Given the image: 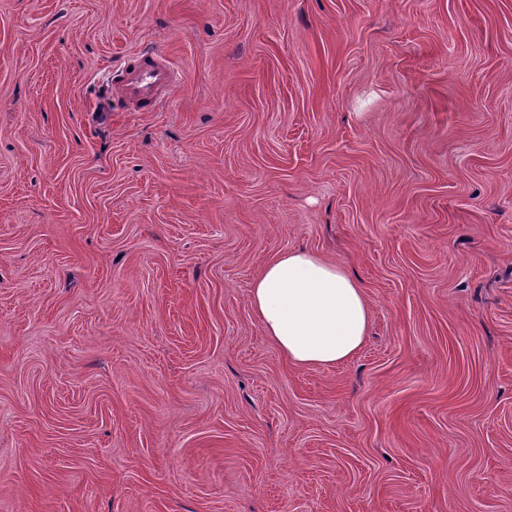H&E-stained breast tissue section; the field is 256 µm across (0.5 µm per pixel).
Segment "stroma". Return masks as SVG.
Wrapping results in <instances>:
<instances>
[{
    "mask_svg": "<svg viewBox=\"0 0 512 512\" xmlns=\"http://www.w3.org/2000/svg\"><path fill=\"white\" fill-rule=\"evenodd\" d=\"M301 246L331 368L250 306ZM0 512H512V0H0ZM121 74L126 95L147 106H154L168 96L177 81L168 61L152 56H144L139 66L126 69ZM264 335L299 368L336 366L363 346L372 309L346 267L306 248L270 259L251 283Z\"/></svg>",
    "mask_w": 512,
    "mask_h": 512,
    "instance_id": "stroma-1",
    "label": "stroma"
}]
</instances>
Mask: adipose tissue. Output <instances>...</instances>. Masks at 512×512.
<instances>
[{
    "label": "adipose tissue",
    "instance_id": "ef3b65f1",
    "mask_svg": "<svg viewBox=\"0 0 512 512\" xmlns=\"http://www.w3.org/2000/svg\"><path fill=\"white\" fill-rule=\"evenodd\" d=\"M251 307L288 363L332 367L361 349L372 309L346 267L306 248L270 259L251 283Z\"/></svg>",
    "mask_w": 512,
    "mask_h": 512
}]
</instances>
